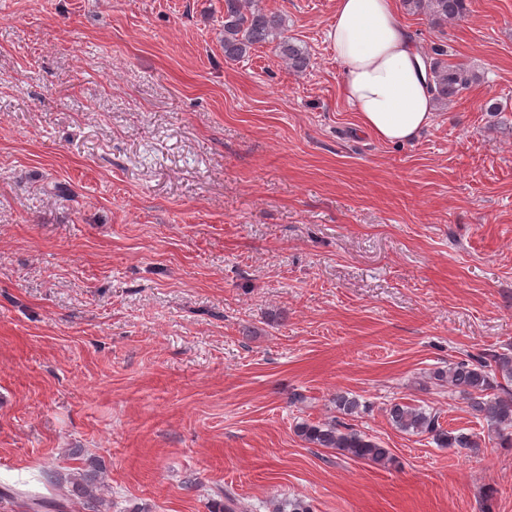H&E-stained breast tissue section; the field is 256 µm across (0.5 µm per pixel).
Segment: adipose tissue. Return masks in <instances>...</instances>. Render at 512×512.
<instances>
[{"mask_svg": "<svg viewBox=\"0 0 512 512\" xmlns=\"http://www.w3.org/2000/svg\"><path fill=\"white\" fill-rule=\"evenodd\" d=\"M327 39L359 125L388 143L414 140L435 106L428 68L395 0H336Z\"/></svg>", "mask_w": 512, "mask_h": 512, "instance_id": "adipose-tissue-1", "label": "adipose tissue"}]
</instances>
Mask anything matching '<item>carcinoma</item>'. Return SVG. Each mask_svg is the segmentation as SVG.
Here are the masks:
<instances>
[{
	"mask_svg": "<svg viewBox=\"0 0 512 512\" xmlns=\"http://www.w3.org/2000/svg\"><path fill=\"white\" fill-rule=\"evenodd\" d=\"M410 11H422L437 27L466 16L467 0H403ZM224 57L237 60L255 45L270 44L278 56L295 72L306 70L310 57L303 46L285 36V21L277 13L259 6L257 0H224ZM447 49L438 45L425 63L434 85L435 100L446 103L471 86L476 75L468 69L443 60ZM502 378L512 381V356L492 355ZM437 380L446 381L468 401L472 413L486 422L489 432L504 446L512 447V390H498L483 358L463 359L436 373ZM388 419L395 428L412 434H428L439 448H479L480 442L471 434L449 431L440 423L438 411H427L406 403H394ZM299 438L308 444L333 448L354 459L386 466L392 461L389 449L368 434L334 421L318 425L302 422L295 428ZM99 471L84 470L71 480L47 475L49 494L30 493L17 488H0V512H65L68 501L76 498L86 512H108L112 501L102 493ZM273 512H310L300 498L279 500Z\"/></svg>",
	"mask_w": 512,
	"mask_h": 512,
	"instance_id": "1",
	"label": "carcinoma"
}]
</instances>
